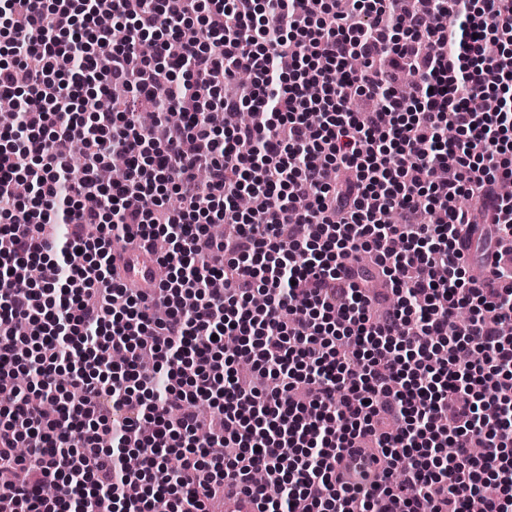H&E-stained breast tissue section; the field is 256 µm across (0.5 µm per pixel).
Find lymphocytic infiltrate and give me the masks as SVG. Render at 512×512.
<instances>
[{
    "instance_id": "1",
    "label": "lymphocytic infiltrate",
    "mask_w": 512,
    "mask_h": 512,
    "mask_svg": "<svg viewBox=\"0 0 512 512\" xmlns=\"http://www.w3.org/2000/svg\"><path fill=\"white\" fill-rule=\"evenodd\" d=\"M338 2L0 0V389L35 365L0 403V512H208L234 487L261 512H468L490 484L484 512H512V264L480 283L461 250L477 212L484 249L512 240V0ZM161 237L155 288L114 281L112 240ZM365 438L382 481L342 482Z\"/></svg>"
}]
</instances>
